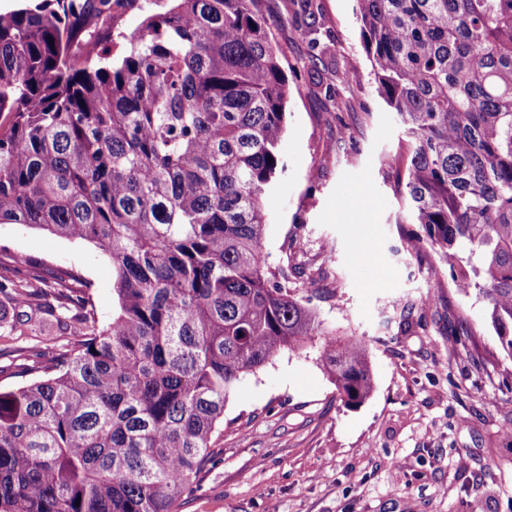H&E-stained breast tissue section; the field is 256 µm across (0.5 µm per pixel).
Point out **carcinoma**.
<instances>
[{"label":"carcinoma","mask_w":512,"mask_h":512,"mask_svg":"<svg viewBox=\"0 0 512 512\" xmlns=\"http://www.w3.org/2000/svg\"><path fill=\"white\" fill-rule=\"evenodd\" d=\"M378 91L403 133L405 212L512 359V0H357ZM143 12L135 30L112 15ZM288 78L259 0H35L0 13V224L95 244L112 321L68 285L0 281L17 317L47 295L63 351L0 389V512H178L217 460L244 375L323 344L341 400L374 378L264 255L284 169Z\"/></svg>","instance_id":"obj_1"}]
</instances>
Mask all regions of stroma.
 <instances>
[{
	"mask_svg": "<svg viewBox=\"0 0 512 512\" xmlns=\"http://www.w3.org/2000/svg\"><path fill=\"white\" fill-rule=\"evenodd\" d=\"M260 8L289 88L265 251L297 268L300 296L337 336L366 342L374 390L346 407L319 347L282 352L230 396L217 461L180 512H512V359L438 254L409 251L421 227L399 221L400 127L357 2ZM16 253L46 273L78 272L95 316L111 319L112 271L93 243L0 224L1 277ZM32 344L0 329L1 388L25 383Z\"/></svg>",
	"mask_w": 512,
	"mask_h": 512,
	"instance_id": "obj_1",
	"label": "stroma"
}]
</instances>
